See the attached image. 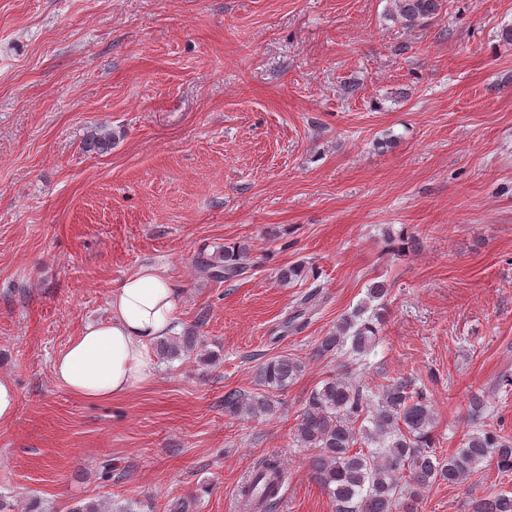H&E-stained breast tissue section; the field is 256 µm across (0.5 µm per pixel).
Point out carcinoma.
<instances>
[{
  "label": "carcinoma",
  "instance_id": "carcinoma-1",
  "mask_svg": "<svg viewBox=\"0 0 512 512\" xmlns=\"http://www.w3.org/2000/svg\"><path fill=\"white\" fill-rule=\"evenodd\" d=\"M396 16L408 27L422 25L438 16L446 0H394ZM114 135L97 129L88 147L97 152L112 149ZM248 248L226 247L213 256L199 254L195 266L215 281H229L247 270ZM306 278L300 264L277 269L283 286ZM385 284L367 289V300L336 329L321 337L314 347L317 359L348 351L345 369L363 361L375 346L381 313L362 315L371 302L386 296ZM199 349L192 329L157 344L162 358L190 356ZM304 364L286 355L263 362L256 375V389L224 392V414L232 418H267L279 410V396L303 372ZM435 417L425 388L412 376L386 379L375 388L359 385L346 376L326 379L311 390L295 425L301 447L311 450L308 466L312 477L328 496L335 512H416L414 502L423 489L440 482L466 484L488 461L512 471V436L495 429L475 428L462 447L445 456L435 448L432 429ZM380 441V447L367 443ZM281 464L264 457L240 489L247 512H273L281 489ZM473 512H512V493L500 491L480 499Z\"/></svg>",
  "mask_w": 512,
  "mask_h": 512
}]
</instances>
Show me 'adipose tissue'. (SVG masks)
<instances>
[{
    "label": "adipose tissue",
    "instance_id": "1",
    "mask_svg": "<svg viewBox=\"0 0 512 512\" xmlns=\"http://www.w3.org/2000/svg\"><path fill=\"white\" fill-rule=\"evenodd\" d=\"M182 303L181 289L163 268H139L113 290L110 318L85 325L55 358V380L91 400L119 398L151 381L154 344L175 333Z\"/></svg>",
    "mask_w": 512,
    "mask_h": 512
}]
</instances>
